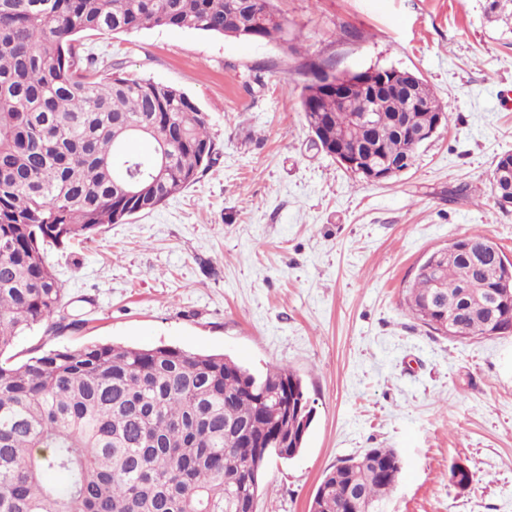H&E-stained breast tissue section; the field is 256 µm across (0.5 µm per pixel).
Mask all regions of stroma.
I'll return each mask as SVG.
<instances>
[{
  "mask_svg": "<svg viewBox=\"0 0 512 512\" xmlns=\"http://www.w3.org/2000/svg\"><path fill=\"white\" fill-rule=\"evenodd\" d=\"M485 0H275L288 37L241 41L151 27L90 34L99 66L184 92L215 160L148 213L53 250L68 314L30 350L83 343L223 353L290 367L315 411L300 453L272 459L257 512H308L325 472L370 448L402 471L383 512H512V333L459 343L404 303L417 265L479 231L512 259V211L491 192L512 152V23ZM416 73L448 123L412 166L369 183L315 148L299 71ZM474 474L465 490L449 466Z\"/></svg>",
  "mask_w": 512,
  "mask_h": 512,
  "instance_id": "obj_1",
  "label": "stroma"
}]
</instances>
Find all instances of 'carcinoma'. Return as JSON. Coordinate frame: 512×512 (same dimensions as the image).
<instances>
[{
    "label": "carcinoma",
    "instance_id": "obj_1",
    "mask_svg": "<svg viewBox=\"0 0 512 512\" xmlns=\"http://www.w3.org/2000/svg\"><path fill=\"white\" fill-rule=\"evenodd\" d=\"M485 13L511 16L512 0H486ZM275 14L273 0H0V512H256L271 457L303 447L314 408L287 366L254 372L224 354L121 343L7 355L27 331L83 326L62 314L49 250L155 209L213 160L208 120L184 92L102 74L82 35L174 27L235 39L250 29L260 40L287 27ZM323 74L309 65L300 96L318 99L329 155L375 102L355 92L342 104ZM383 108L404 131L386 124L356 147L375 166L409 167V134L447 106L421 81ZM136 139L152 150L129 152ZM132 182L137 198L126 194ZM453 245L466 251L417 267L408 311L432 332L454 318L456 341L482 337L489 320L512 332V295L485 301L501 271L497 243L476 231ZM400 472L395 450L370 448L323 475L309 512H375Z\"/></svg>",
    "mask_w": 512,
    "mask_h": 512
}]
</instances>
